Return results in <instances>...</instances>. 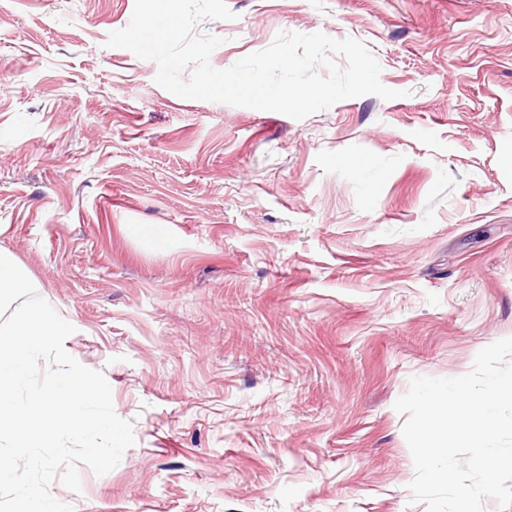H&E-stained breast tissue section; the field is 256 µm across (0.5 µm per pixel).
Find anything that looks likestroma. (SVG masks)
Wrapping results in <instances>:
<instances>
[{
  "label": "stroma",
  "instance_id": "stroma-1",
  "mask_svg": "<svg viewBox=\"0 0 512 512\" xmlns=\"http://www.w3.org/2000/svg\"><path fill=\"white\" fill-rule=\"evenodd\" d=\"M135 0H0V253L136 443L73 512H426L394 404L512 337V0H227L224 70L353 37L398 98L296 120L108 46Z\"/></svg>",
  "mask_w": 512,
  "mask_h": 512
}]
</instances>
